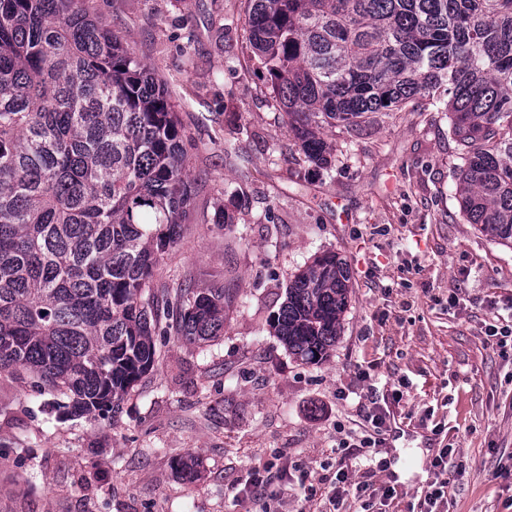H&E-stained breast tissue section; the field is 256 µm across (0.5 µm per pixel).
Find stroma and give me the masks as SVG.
<instances>
[{"instance_id":"stroma-1","label":"stroma","mask_w":512,"mask_h":512,"mask_svg":"<svg viewBox=\"0 0 512 512\" xmlns=\"http://www.w3.org/2000/svg\"><path fill=\"white\" fill-rule=\"evenodd\" d=\"M163 81L186 138L194 195L152 285L235 295L224 334L156 337L158 359L117 412L73 416L25 372L0 374V512H233L252 466L280 453L293 478L268 496L317 512L297 480L333 476L343 433L370 398L396 431L385 468L352 483L394 486L376 512H409L448 459L447 512H512V247L460 215L448 122L370 112L337 129L330 170L308 163L272 102L244 0H86ZM233 217L219 224L221 209ZM353 293L330 358L300 364L270 320L295 273L324 252ZM194 458L197 480L178 477Z\"/></svg>"}]
</instances>
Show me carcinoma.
Returning a JSON list of instances; mask_svg holds the SVG:
<instances>
[{
    "instance_id": "carcinoma-1",
    "label": "carcinoma",
    "mask_w": 512,
    "mask_h": 512,
    "mask_svg": "<svg viewBox=\"0 0 512 512\" xmlns=\"http://www.w3.org/2000/svg\"><path fill=\"white\" fill-rule=\"evenodd\" d=\"M248 41L306 160L327 133L412 105L448 118L460 214L512 245V0H244ZM192 194L176 113L81 0H0V372L71 412L114 410L155 337L224 332L223 288L157 293ZM352 293L325 252L271 321L303 364L328 360Z\"/></svg>"
}]
</instances>
